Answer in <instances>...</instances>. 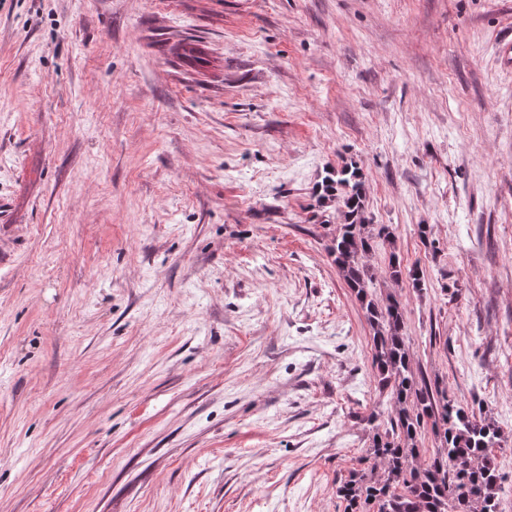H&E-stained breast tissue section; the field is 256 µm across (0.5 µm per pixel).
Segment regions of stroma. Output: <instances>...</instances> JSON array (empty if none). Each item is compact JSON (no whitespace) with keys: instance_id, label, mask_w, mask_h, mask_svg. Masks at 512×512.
I'll use <instances>...</instances> for the list:
<instances>
[{"instance_id":"obj_1","label":"stroma","mask_w":512,"mask_h":512,"mask_svg":"<svg viewBox=\"0 0 512 512\" xmlns=\"http://www.w3.org/2000/svg\"><path fill=\"white\" fill-rule=\"evenodd\" d=\"M509 40L512 0H0V512H344L388 408L315 202L350 162L512 512Z\"/></svg>"}]
</instances>
